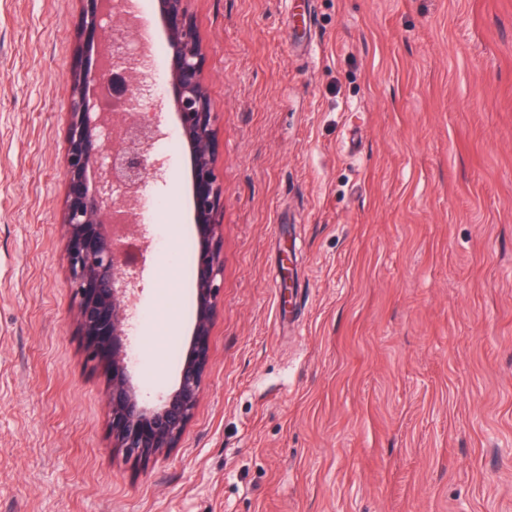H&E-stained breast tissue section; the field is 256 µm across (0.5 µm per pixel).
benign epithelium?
<instances>
[{
  "mask_svg": "<svg viewBox=\"0 0 512 512\" xmlns=\"http://www.w3.org/2000/svg\"><path fill=\"white\" fill-rule=\"evenodd\" d=\"M80 37L100 45L98 59L74 76L68 112L65 176L69 185L70 284L88 359L110 365L107 408L112 440L127 456L147 459L172 448L191 419L207 365L208 336L220 291L217 254L221 225L216 221L223 189L213 170V128L202 78L203 47L185 0H157L166 27L167 66L173 104L191 156L193 206L200 252L195 279V322L187 355L173 389L156 400L145 398L129 363L130 297L135 277L125 263V240L139 226L141 194L163 178L164 163L152 160L150 146L162 135L160 115L142 112L141 54L128 45L139 41L133 15L121 0H85ZM121 16L107 27L108 13ZM130 75L128 93L106 109L103 101L114 70Z\"/></svg>",
  "mask_w": 512,
  "mask_h": 512,
  "instance_id": "benign-epithelium-1",
  "label": "benign epithelium"
}]
</instances>
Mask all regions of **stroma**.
I'll use <instances>...</instances> for the list:
<instances>
[{
  "label": "stroma",
  "mask_w": 512,
  "mask_h": 512,
  "mask_svg": "<svg viewBox=\"0 0 512 512\" xmlns=\"http://www.w3.org/2000/svg\"><path fill=\"white\" fill-rule=\"evenodd\" d=\"M221 291L177 447H113L64 212L83 0H0V512H512V0H186ZM128 238L131 355L172 386L186 144ZM290 278H283V270Z\"/></svg>",
  "instance_id": "35a3bbf8"
}]
</instances>
